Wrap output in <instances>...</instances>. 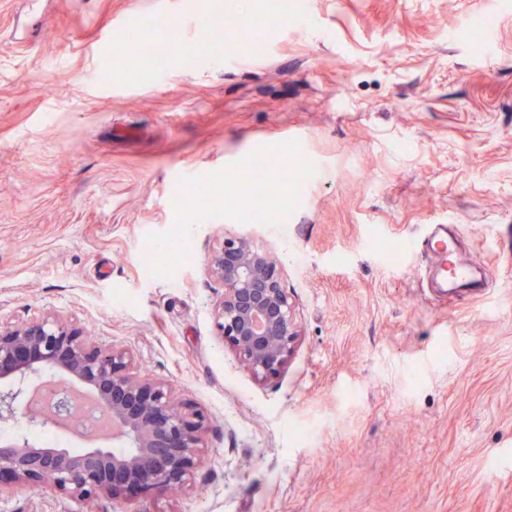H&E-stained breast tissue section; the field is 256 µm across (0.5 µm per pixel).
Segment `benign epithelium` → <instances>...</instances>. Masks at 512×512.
I'll list each match as a JSON object with an SVG mask.
<instances>
[{
    "instance_id": "1",
    "label": "benign epithelium",
    "mask_w": 512,
    "mask_h": 512,
    "mask_svg": "<svg viewBox=\"0 0 512 512\" xmlns=\"http://www.w3.org/2000/svg\"><path fill=\"white\" fill-rule=\"evenodd\" d=\"M222 293L214 305L217 336L259 380L288 363L299 331L277 260L244 236L223 234L206 263ZM60 386L53 411L35 380ZM98 402L112 445L81 451L47 448L26 432L0 434V497L18 486L69 498L131 500L190 486L206 452L208 416L171 385L138 371L125 348L100 347L83 327L55 314L21 323L0 320V425L79 432L81 398Z\"/></svg>"
}]
</instances>
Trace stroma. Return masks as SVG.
<instances>
[{
	"label": "stroma",
	"mask_w": 512,
	"mask_h": 512,
	"mask_svg": "<svg viewBox=\"0 0 512 512\" xmlns=\"http://www.w3.org/2000/svg\"><path fill=\"white\" fill-rule=\"evenodd\" d=\"M310 2L196 0L235 18L214 39L180 0H0V317L76 319L210 415L192 487L141 512H512V0ZM163 7L178 51L156 70L122 24ZM259 155L264 224L227 191ZM430 224L488 295L436 296L405 248ZM226 232L276 256L294 304L263 381L214 328ZM0 512L112 503L24 487Z\"/></svg>",
	"instance_id": "stroma-1"
}]
</instances>
